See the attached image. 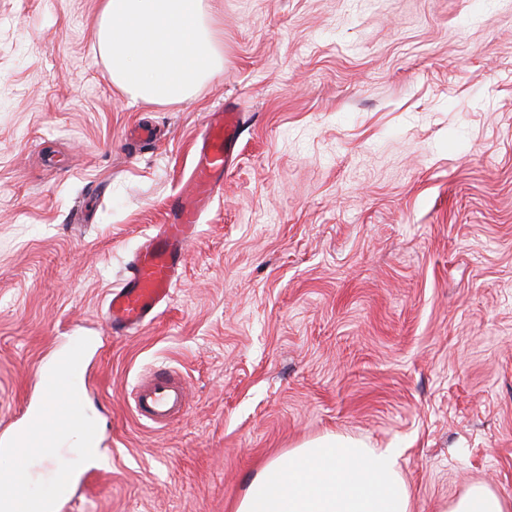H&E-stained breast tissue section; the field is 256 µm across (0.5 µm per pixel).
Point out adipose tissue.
I'll use <instances>...</instances> for the list:
<instances>
[{
  "label": "adipose tissue",
  "mask_w": 512,
  "mask_h": 512,
  "mask_svg": "<svg viewBox=\"0 0 512 512\" xmlns=\"http://www.w3.org/2000/svg\"><path fill=\"white\" fill-rule=\"evenodd\" d=\"M98 43L115 86L149 104L179 103L224 67L206 0H101ZM447 512H512V497L474 485ZM234 512H411L391 450L328 434L252 477Z\"/></svg>",
  "instance_id": "1"
}]
</instances>
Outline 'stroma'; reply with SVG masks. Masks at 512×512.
Returning a JSON list of instances; mask_svg holds the SVG:
<instances>
[{
	"mask_svg": "<svg viewBox=\"0 0 512 512\" xmlns=\"http://www.w3.org/2000/svg\"><path fill=\"white\" fill-rule=\"evenodd\" d=\"M209 5L223 71L152 105L110 79L100 0H0V433L78 339L109 449L79 512H233L327 433L394 449L413 512L512 497V0ZM229 105L241 148L167 308L111 334L110 290ZM163 367L189 407L157 428L128 396ZM512 497H505L483 485L465 489L454 501L446 504L440 512H510Z\"/></svg>",
	"mask_w": 512,
	"mask_h": 512,
	"instance_id": "35a3bbf8",
	"label": "stroma"
}]
</instances>
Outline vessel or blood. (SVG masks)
Returning a JSON list of instances; mask_svg holds the SVG:
<instances>
[{"instance_id":"1","label":"vessel or blood","mask_w":512,"mask_h":512,"mask_svg":"<svg viewBox=\"0 0 512 512\" xmlns=\"http://www.w3.org/2000/svg\"><path fill=\"white\" fill-rule=\"evenodd\" d=\"M240 135L239 112L225 108L208 114L194 146L187 188L172 196L165 222L155 225L142 237L128 263L125 278L109 293L105 315L110 329L120 334L142 330L168 304L202 217L224 188V175ZM84 359V344L74 343L58 355L51 374L41 375L47 400L38 410L28 413L22 432L8 443L6 456H15L21 448L49 445L44 432L49 424L59 429H76L82 445H100V427L88 416L82 395L73 388L71 370L81 367ZM131 399L139 419L165 427L185 414L189 394L176 372L164 369L139 383ZM25 479L22 469L0 470V512H65L76 499L68 473H61L55 496L33 502L16 491Z\"/></svg>"}]
</instances>
